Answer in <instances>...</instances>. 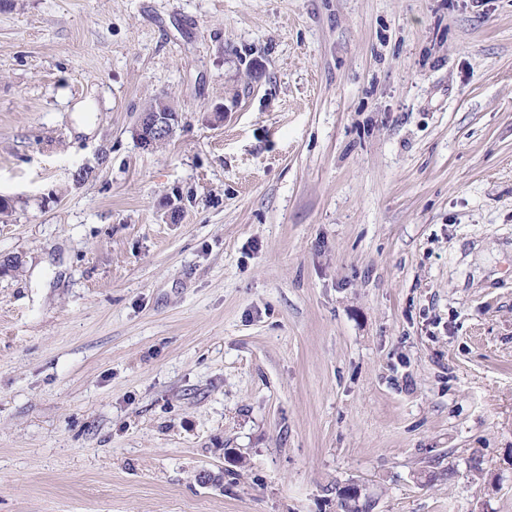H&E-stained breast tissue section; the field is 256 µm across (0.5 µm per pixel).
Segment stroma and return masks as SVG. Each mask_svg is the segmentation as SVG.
Wrapping results in <instances>:
<instances>
[{"instance_id": "stroma-1", "label": "stroma", "mask_w": 512, "mask_h": 512, "mask_svg": "<svg viewBox=\"0 0 512 512\" xmlns=\"http://www.w3.org/2000/svg\"><path fill=\"white\" fill-rule=\"evenodd\" d=\"M0 196V512H512V0H0ZM176 110V109H175ZM171 108L147 110L140 113L136 129L137 138L145 148L156 146L160 141L170 139L178 123L177 112Z\"/></svg>"}]
</instances>
